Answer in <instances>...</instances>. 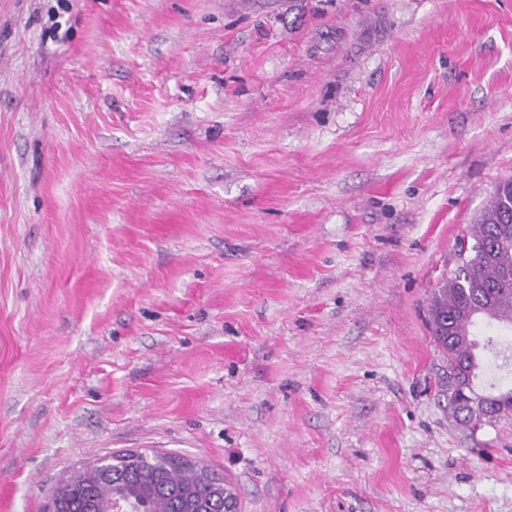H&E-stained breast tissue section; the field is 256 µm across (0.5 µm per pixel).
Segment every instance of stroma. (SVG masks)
Listing matches in <instances>:
<instances>
[{
    "label": "stroma",
    "instance_id": "1",
    "mask_svg": "<svg viewBox=\"0 0 512 512\" xmlns=\"http://www.w3.org/2000/svg\"><path fill=\"white\" fill-rule=\"evenodd\" d=\"M512 180V0H0V512L173 453L241 512H512L428 304Z\"/></svg>",
    "mask_w": 512,
    "mask_h": 512
}]
</instances>
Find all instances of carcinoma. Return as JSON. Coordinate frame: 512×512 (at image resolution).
Here are the masks:
<instances>
[{"mask_svg":"<svg viewBox=\"0 0 512 512\" xmlns=\"http://www.w3.org/2000/svg\"><path fill=\"white\" fill-rule=\"evenodd\" d=\"M458 263L443 276L432 293L428 327L438 350L448 361V401L461 423L473 413L460 401L451 377L467 370L470 383L491 365L478 350L476 330L483 324L512 333V181L493 192L470 238L457 244ZM487 421L500 418L496 406L512 401V387L490 385ZM224 486L216 476L203 477L202 469L170 454L141 453L136 469L122 461L102 471L92 465L74 487L54 499L55 512H111L112 502H132L136 512H224Z\"/></svg>","mask_w":512,"mask_h":512,"instance_id":"carcinoma-1","label":"carcinoma"}]
</instances>
